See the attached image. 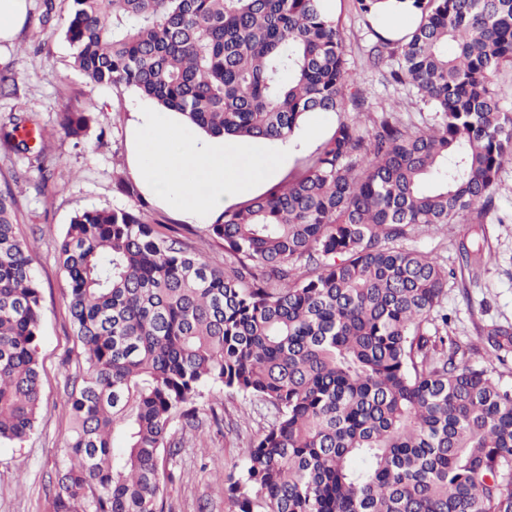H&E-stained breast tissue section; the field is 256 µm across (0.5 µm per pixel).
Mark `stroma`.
<instances>
[{
	"label": "stroma",
	"instance_id": "obj_1",
	"mask_svg": "<svg viewBox=\"0 0 512 512\" xmlns=\"http://www.w3.org/2000/svg\"><path fill=\"white\" fill-rule=\"evenodd\" d=\"M40 0H28V19L14 39L0 42V70L11 68L18 84L16 96L0 97V114L34 112L48 133L58 163V185L49 196L36 195L26 185L16 187L21 227L33 237L32 268L42 294L39 363L42 402L32 434L17 444L0 445V512H50L49 488L68 458L70 426L64 404L67 375L74 373L79 350L73 343L66 277L58 263L56 245L77 214L93 208H123L127 197L116 188L130 174L126 128L131 112L144 104L133 90L90 84L73 67L64 37L70 0H57L58 18L39 29L31 20ZM344 29L349 68L373 109L399 106L404 117L421 120L430 110L404 86L382 81L368 60L370 38L349 0H334ZM94 113L104 127V143L88 138L81 144L60 137L56 114L63 103ZM483 246L489 262L479 273L462 270L458 246ZM404 247L434 251L455 271L445 288L443 307L448 334L468 348L471 364L486 363L487 333L495 327L512 329V165L502 170L495 209L482 224H449L437 230L416 228ZM221 426L204 420L203 438L185 435L179 456L166 464L163 495L167 512H232L224 494L223 475L239 472L252 436L273 420L259 402L218 394Z\"/></svg>",
	"mask_w": 512,
	"mask_h": 512
}]
</instances>
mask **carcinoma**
I'll use <instances>...</instances> for the list:
<instances>
[{
	"label": "carcinoma",
	"mask_w": 512,
	"mask_h": 512,
	"mask_svg": "<svg viewBox=\"0 0 512 512\" xmlns=\"http://www.w3.org/2000/svg\"><path fill=\"white\" fill-rule=\"evenodd\" d=\"M325 0H72L74 66L131 88L211 135L285 141L310 112L342 115L284 186L228 207L204 232L224 266L162 233L135 182L131 207L75 215L57 244L71 336L88 370L68 379L67 463L52 512H166L164 461L195 428L205 390L257 400L274 421L227 477L234 512H512V333L488 366L448 336V271L401 245L417 227L484 223L512 164V0H397L418 23L369 28L385 82L430 109L422 123L371 104ZM371 22L386 0H351ZM97 123L65 106L57 132ZM39 120L0 117L26 160L0 187V444L35 429L42 297L12 185L43 195L56 161Z\"/></svg>",
	"instance_id": "carcinoma-1"
}]
</instances>
